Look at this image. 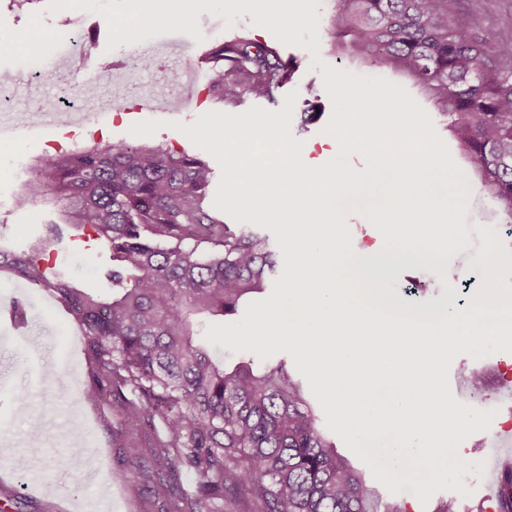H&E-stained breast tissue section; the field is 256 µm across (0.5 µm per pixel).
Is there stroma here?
<instances>
[{"instance_id": "obj_1", "label": "stroma", "mask_w": 512, "mask_h": 512, "mask_svg": "<svg viewBox=\"0 0 512 512\" xmlns=\"http://www.w3.org/2000/svg\"><path fill=\"white\" fill-rule=\"evenodd\" d=\"M199 26L203 41L179 34L157 36L160 52L154 53L150 67L142 69L131 85L121 111L104 122L89 120L78 126L54 128L26 127L27 117L38 111L43 101L56 96V79L39 82L25 80L32 66L49 67L66 48L73 31L94 27L97 38L90 61L59 69V77L78 81L83 86L87 111H95L100 98L109 96L110 87L103 75L113 62L127 59L133 45L107 50L108 25L98 13L73 9L50 11L48 0H38L25 9L0 0V85L9 86L12 108L0 112V126L8 128V140H17L21 149L0 157V238L15 245H29L44 235L51 218L46 207L27 205L17 209L13 197L26 173L18 163L56 151H69L93 141L125 142L131 145H164L187 151L217 168L209 153L196 147L184 134L166 128L169 120L193 123L210 111L238 114L250 109V102L228 105L217 95L200 93V105L194 111L179 109L153 112V99L166 87L170 71L187 66L199 85H206V73L212 66L213 49L221 43L244 36L267 45L278 46L283 58L295 65L289 90L297 91L291 122L294 138L303 140L302 157L311 166L331 159L337 152L333 137L323 128L332 114V105L324 89L323 64H330L364 76H378L379 70L361 63L349 48L334 47L326 29H319L322 65H312L311 54L297 46L278 44L265 28L255 26L251 14L235 17L232 28L211 34L213 17L201 12ZM35 29L41 34L39 46L21 49L9 47L10 39ZM315 96L317 112L305 118L303 101ZM157 119L164 127L151 136H134L132 124ZM470 190L464 223L469 244L449 259L433 264L400 265L390 273L387 287L403 306L430 313L456 305L467 310L484 284L485 262L479 258L482 239L478 226L498 227L502 219L490 203L481 180L467 175ZM51 263L81 288H103L112 263L108 254H93L84 242L68 237L46 251ZM23 303L26 324L16 333L9 320H0V512H164L160 500L141 496L127 482L118 479L124 470L119 447L122 413L119 408L93 405L81 399L91 364L84 353L82 333L67 310L44 291L0 271V308ZM480 372L486 381L480 410H500L501 422L495 428L472 434L458 447L459 457L468 463L485 462L483 474L470 483L471 493L436 492L421 502L411 486L400 489L406 512H437L442 501L455 500L459 512H481L483 499L493 490L491 476L506 460L500 447L503 423L511 415L512 353L497 352L492 357L475 359L457 356L449 372L451 391L458 401L469 400L468 382L472 372ZM26 465L16 469L15 458Z\"/></svg>"}]
</instances>
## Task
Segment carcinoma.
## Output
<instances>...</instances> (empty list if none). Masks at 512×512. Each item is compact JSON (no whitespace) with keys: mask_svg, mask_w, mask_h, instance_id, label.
Returning a JSON list of instances; mask_svg holds the SVG:
<instances>
[{"mask_svg":"<svg viewBox=\"0 0 512 512\" xmlns=\"http://www.w3.org/2000/svg\"><path fill=\"white\" fill-rule=\"evenodd\" d=\"M330 2L331 40L426 95L511 224L512 38L476 26L453 0ZM213 54L221 64L208 91L227 103L273 101L292 79L293 63L268 45L235 39ZM212 180L206 162L161 145L47 156L14 203L53 207L46 241L66 227L109 251L112 294L73 287L38 245H0V270L74 317L92 364L85 398L122 409L128 468L119 477L165 512H224V498L242 493L251 512H405L336 452L284 363L227 366L201 341L205 318L235 314L276 271L268 235L232 228L213 210ZM184 469L200 477L192 490L174 483ZM499 491L500 512H512V465Z\"/></svg>","mask_w":512,"mask_h":512,"instance_id":"obj_1","label":"carcinoma"}]
</instances>
